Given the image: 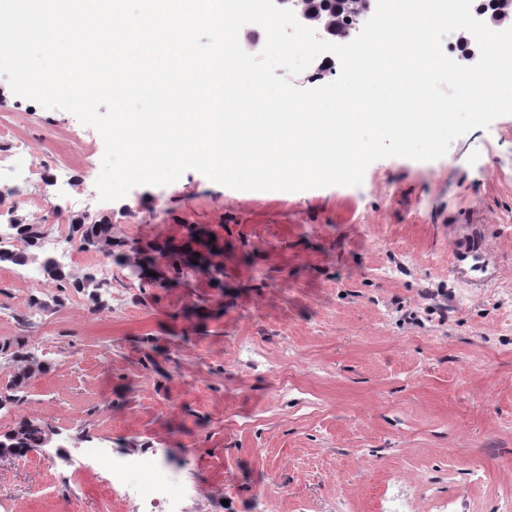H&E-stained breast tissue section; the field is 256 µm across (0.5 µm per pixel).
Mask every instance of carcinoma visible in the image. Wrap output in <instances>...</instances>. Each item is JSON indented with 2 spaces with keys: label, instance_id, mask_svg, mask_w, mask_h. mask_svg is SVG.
<instances>
[{
  "label": "carcinoma",
  "instance_id": "carcinoma-1",
  "mask_svg": "<svg viewBox=\"0 0 512 512\" xmlns=\"http://www.w3.org/2000/svg\"><path fill=\"white\" fill-rule=\"evenodd\" d=\"M298 7L320 16L326 23L325 34L336 37L351 36L350 18L360 11L361 0H303ZM49 227L40 223L18 222L10 225V233L0 236V264L26 267L38 263L41 272L57 282L70 284L75 288H83L87 283H95L91 273L84 274L78 279L58 265L54 258H39L44 251V241ZM72 232L77 235L81 247L94 248L96 251L124 261L129 254L140 256L135 262L134 269L139 278L145 277L147 267L152 261L141 255L136 244L126 243L115 237L113 225L104 220H84L72 225ZM17 372L10 384L0 392V405L5 402H19L23 399L22 392L27 381L35 375L41 366L35 364L31 357L19 350L12 353ZM55 435L54 428L46 423L25 417L14 422L11 430L0 436V449L12 455L23 456L30 451L48 445L49 437Z\"/></svg>",
  "mask_w": 512,
  "mask_h": 512
}]
</instances>
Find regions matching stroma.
Instances as JSON below:
<instances>
[{"label": "stroma", "instance_id": "35a3bbf8", "mask_svg": "<svg viewBox=\"0 0 512 512\" xmlns=\"http://www.w3.org/2000/svg\"><path fill=\"white\" fill-rule=\"evenodd\" d=\"M7 213L66 234L90 218L140 245L220 254L139 279L116 258L46 243L74 277L0 267V346L43 367L22 402L51 445L0 456V512H136L106 474L75 469L91 444L158 456L187 491L181 512H512V115L433 161L372 163L357 186L240 191L186 171L92 201L99 133L14 95L0 77ZM68 184H55L60 166ZM474 214L484 272H451L448 221Z\"/></svg>", "mask_w": 512, "mask_h": 512}]
</instances>
